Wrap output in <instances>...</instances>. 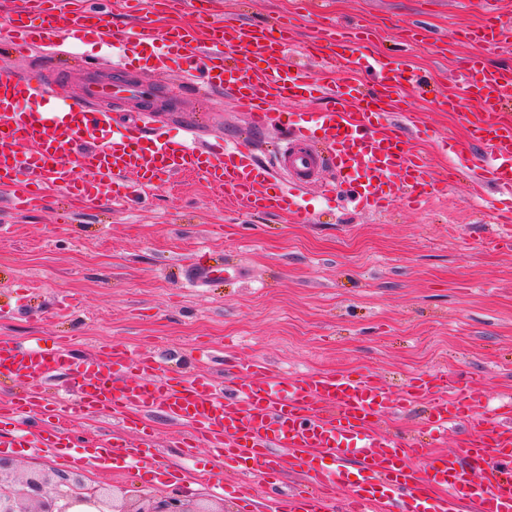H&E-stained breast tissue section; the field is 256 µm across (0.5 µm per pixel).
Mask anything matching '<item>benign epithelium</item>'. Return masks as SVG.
Masks as SVG:
<instances>
[{"mask_svg": "<svg viewBox=\"0 0 512 512\" xmlns=\"http://www.w3.org/2000/svg\"><path fill=\"white\" fill-rule=\"evenodd\" d=\"M8 463L0 460V512H66L84 504L94 512H212L193 499L169 496L164 500L131 494H117L96 487L88 495L81 492L83 477L61 472L35 471L16 483L5 473ZM54 485L55 496H46V487Z\"/></svg>", "mask_w": 512, "mask_h": 512, "instance_id": "obj_1", "label": "benign epithelium"}]
</instances>
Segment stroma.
<instances>
[{"label":"stroma","instance_id":"35a3bbf8","mask_svg":"<svg viewBox=\"0 0 512 512\" xmlns=\"http://www.w3.org/2000/svg\"><path fill=\"white\" fill-rule=\"evenodd\" d=\"M512 22V0H327L324 16L308 0H212L211 17L270 25L295 21L288 61L320 74L328 59L309 53L320 18L372 32L374 53H395L405 26L419 42L410 66L430 82L426 92L404 87L406 111L419 117L415 149L433 171H447L441 140L468 139L460 62L482 54L492 69L512 70V41L481 50L457 31L482 24L488 12ZM0 72L37 67L58 75L55 96L72 94L71 69L81 60L68 44L34 51ZM461 108L445 111L447 93ZM207 133L243 146L253 143L245 113L227 96L205 113ZM474 179L449 173L417 211L374 214L355 209L346 187L321 199L309 190L314 213L301 224L249 214L227 201L222 188L197 176L159 183L149 208L110 206L48 190L25 212L10 208L13 192L0 187V305L14 315L0 336H69L78 353L105 342L153 353L163 367L224 381V346L240 357H261L285 376L369 368L391 387L421 372H467L492 399L512 398V247L493 251L485 238L497 226L477 209ZM206 251L244 265L247 278L195 287L182 275L194 253ZM34 453L10 451L11 475L65 470L96 485L171 495L167 483L146 482Z\"/></svg>","mask_w":512,"mask_h":512}]
</instances>
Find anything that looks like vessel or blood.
I'll return each mask as SVG.
<instances>
[{"instance_id":"1","label":"vessel or blood","mask_w":512,"mask_h":512,"mask_svg":"<svg viewBox=\"0 0 512 512\" xmlns=\"http://www.w3.org/2000/svg\"><path fill=\"white\" fill-rule=\"evenodd\" d=\"M16 15L17 24L0 30V43L8 42L17 57H28L55 37L115 45L119 68L155 73L177 64L192 83L228 92L253 128L278 126L286 138L269 167L220 139L199 144L202 127L193 102L171 112L145 107L133 120L114 125L111 106L143 100L144 90L131 79L102 80L96 64L79 71V94L62 100L51 94L42 74H4L0 185L14 188L15 209L35 205L51 187L87 200L106 192L119 204L138 197L142 187L194 174L222 187L246 211L298 223L309 211L307 188L329 169L340 183H357L352 203L369 212L387 211L397 202L421 205L437 188L412 145L415 113L391 109L403 86L421 85L423 78L396 57L369 53L362 26L328 25L324 46L340 71L310 77L288 64L284 26L274 34L221 21L175 37L148 24L116 32L83 0H23ZM470 38L491 48L512 39V26L491 14ZM230 47L257 59L258 67L228 66ZM461 74L481 107L470 125L485 153L476 158L467 147H457L452 168L478 169L480 182L497 188L492 210L501 231L486 241L494 249L512 242V116L505 112L512 104V72L485 69L476 54L464 61ZM314 97L330 100V107L275 109L286 100ZM171 125L182 137L168 133ZM61 375L68 377L82 416L109 414L128 431L91 449V463L131 467L148 481L178 482L177 471L155 466L150 420L162 415L189 427L179 443L183 455L193 456L198 444L207 446L217 466L210 482L231 495L240 512H254L253 493L249 483H226L236 472L254 475L269 489V512H363L368 506L377 512H458L465 500L476 512H512V400L483 415L478 389L445 373L412 376L395 390L369 370L285 379L266 360L252 358L237 362L231 380L221 384L162 368L138 348L104 345L81 356L63 339L0 336V380L20 388L9 412L0 413V426L21 415L33 421L20 435L0 429L1 449L70 461L74 441L59 424L66 407L39 394ZM422 401L428 436L438 437L451 425L463 429L446 455L429 456L421 442L384 427L391 413ZM317 452L334 458L335 467H316ZM286 463L297 469L301 483L283 493L279 479ZM353 468L355 480L349 477Z\"/></svg>"}]
</instances>
